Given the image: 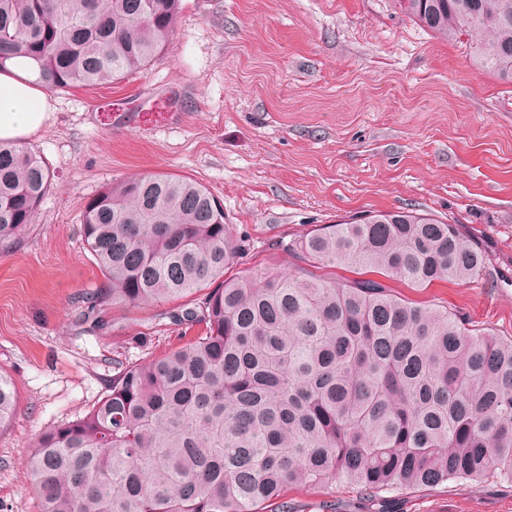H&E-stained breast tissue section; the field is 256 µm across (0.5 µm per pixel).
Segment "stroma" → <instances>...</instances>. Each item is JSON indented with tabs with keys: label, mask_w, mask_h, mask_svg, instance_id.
Masks as SVG:
<instances>
[{
	"label": "stroma",
	"mask_w": 512,
	"mask_h": 512,
	"mask_svg": "<svg viewBox=\"0 0 512 512\" xmlns=\"http://www.w3.org/2000/svg\"><path fill=\"white\" fill-rule=\"evenodd\" d=\"M467 39L437 38L398 0H181L174 36L147 69L50 91L27 141L52 186L19 245L0 251V372L16 393L0 429V512H39L26 460L38 436L82 417L122 362L179 342L172 303L108 308L89 332L82 297L104 278L81 214L110 184L158 173L203 184L244 242L234 271L293 270L276 246L364 214L419 209L482 245L483 275L407 299L512 337V84L476 67ZM300 512H360L343 481L292 486ZM401 512H512V488L448 482Z\"/></svg>",
	"instance_id": "35a3bbf8"
}]
</instances>
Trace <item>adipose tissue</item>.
Listing matches in <instances>:
<instances>
[{
    "instance_id": "1",
    "label": "adipose tissue",
    "mask_w": 512,
    "mask_h": 512,
    "mask_svg": "<svg viewBox=\"0 0 512 512\" xmlns=\"http://www.w3.org/2000/svg\"><path fill=\"white\" fill-rule=\"evenodd\" d=\"M36 66L12 60L0 70V140L22 142L48 118V95L37 84Z\"/></svg>"
}]
</instances>
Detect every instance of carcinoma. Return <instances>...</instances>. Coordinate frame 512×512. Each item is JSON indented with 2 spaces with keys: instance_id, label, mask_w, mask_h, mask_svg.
<instances>
[{
  "instance_id": "obj_1",
  "label": "carcinoma",
  "mask_w": 512,
  "mask_h": 512,
  "mask_svg": "<svg viewBox=\"0 0 512 512\" xmlns=\"http://www.w3.org/2000/svg\"><path fill=\"white\" fill-rule=\"evenodd\" d=\"M482 69L512 83V0H399ZM180 0H0V61L34 59L64 90L123 80L169 45ZM52 184L46 162L0 141V244L20 240ZM83 237L106 285L84 296L143 307L200 294L198 327L129 362L84 417L44 431L27 467L41 512H299L288 485L338 479L388 508L450 481L512 486V338L473 329L426 288L486 270L480 244L415 210L368 214L277 242L306 263L226 277L240 252L201 183L157 174L105 187ZM369 269L345 282L310 268ZM16 404L0 374V427Z\"/></svg>"
}]
</instances>
